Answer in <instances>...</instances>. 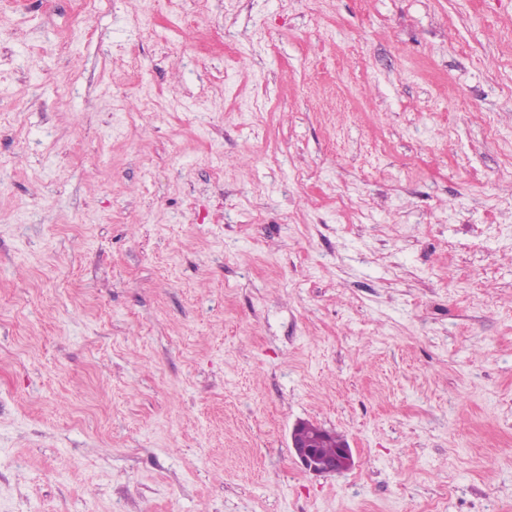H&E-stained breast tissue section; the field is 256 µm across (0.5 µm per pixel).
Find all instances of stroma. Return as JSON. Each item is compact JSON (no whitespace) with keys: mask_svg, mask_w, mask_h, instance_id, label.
<instances>
[{"mask_svg":"<svg viewBox=\"0 0 512 512\" xmlns=\"http://www.w3.org/2000/svg\"><path fill=\"white\" fill-rule=\"evenodd\" d=\"M181 12L0 0V512H512V0ZM307 426L308 422L297 421L290 433V448L305 470L314 474L326 475L342 473L354 466L352 449L344 438L319 426L321 436L328 431L317 443L320 453L324 456H334L336 453V457L333 459L324 458L316 451V448H311V441L305 434Z\"/></svg>","mask_w":512,"mask_h":512,"instance_id":"stroma-1","label":"stroma"}]
</instances>
